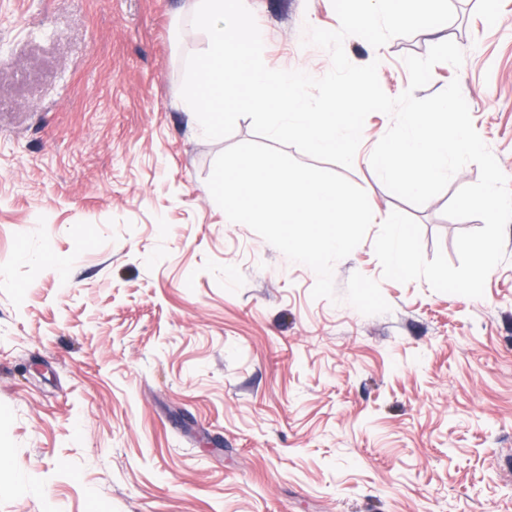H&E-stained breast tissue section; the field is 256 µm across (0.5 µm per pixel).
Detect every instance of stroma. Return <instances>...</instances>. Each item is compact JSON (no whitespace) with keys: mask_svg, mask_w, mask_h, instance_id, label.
<instances>
[{"mask_svg":"<svg viewBox=\"0 0 512 512\" xmlns=\"http://www.w3.org/2000/svg\"><path fill=\"white\" fill-rule=\"evenodd\" d=\"M189 0H0V512H512V223L482 298L384 279L382 218L415 219L426 258L458 264L482 220L443 210L467 164L421 206L370 157L351 167L376 219L315 273L243 224L207 186L250 118L205 138L180 109L203 36ZM273 69L325 75L309 27L331 0H245ZM440 32L381 48L384 92L408 55L454 41L424 98L459 80L473 125L512 179V0H452Z\"/></svg>","mask_w":512,"mask_h":512,"instance_id":"1","label":"stroma"}]
</instances>
